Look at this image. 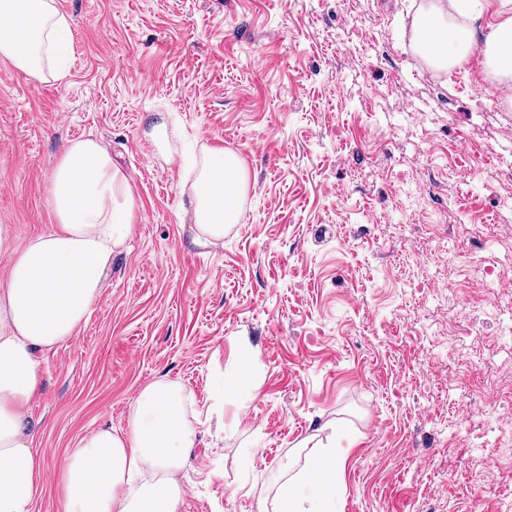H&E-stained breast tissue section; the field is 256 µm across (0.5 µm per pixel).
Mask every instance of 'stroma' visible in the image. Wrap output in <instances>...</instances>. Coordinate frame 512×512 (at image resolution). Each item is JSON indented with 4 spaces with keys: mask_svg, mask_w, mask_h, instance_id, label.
<instances>
[{
    "mask_svg": "<svg viewBox=\"0 0 512 512\" xmlns=\"http://www.w3.org/2000/svg\"><path fill=\"white\" fill-rule=\"evenodd\" d=\"M420 3L56 0L61 76L0 58L15 245L54 228L71 141L101 142L135 202L87 320L42 361L32 512H62L66 456L126 430L159 379L197 433L179 512H277L331 439L335 512H512V101L483 42L446 71L423 61ZM207 150L236 153L249 186L242 223L204 246L189 214Z\"/></svg>",
    "mask_w": 512,
    "mask_h": 512,
    "instance_id": "obj_1",
    "label": "stroma"
}]
</instances>
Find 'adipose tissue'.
<instances>
[{
    "label": "adipose tissue",
    "instance_id": "adipose-tissue-1",
    "mask_svg": "<svg viewBox=\"0 0 512 512\" xmlns=\"http://www.w3.org/2000/svg\"><path fill=\"white\" fill-rule=\"evenodd\" d=\"M67 34L54 0H0V57L22 72L45 78ZM479 36L487 67L511 78L512 0H424L413 21L415 45L439 70L465 58ZM247 183L237 154L207 152L192 185L197 243L223 241L225 228L240 222ZM50 196L58 220L51 232L17 246L0 225V254L11 259L0 281V512H31L43 491L44 462L32 449L39 423L28 411L42 388L41 362L86 321L113 250L133 230V198L94 140L66 147ZM183 401L176 383H150L134 401L128 431L102 426L84 437L60 468L64 512H178L175 474L195 445ZM343 462L334 445L317 446L282 485L278 512H326ZM305 483L311 494L301 493Z\"/></svg>",
    "mask_w": 512,
    "mask_h": 512
}]
</instances>
